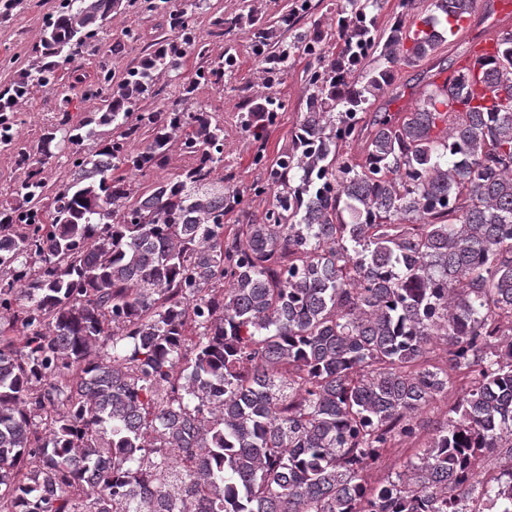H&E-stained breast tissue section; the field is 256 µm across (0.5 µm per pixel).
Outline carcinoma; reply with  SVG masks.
<instances>
[{"label":"carcinoma","mask_w":512,"mask_h":512,"mask_svg":"<svg viewBox=\"0 0 512 512\" xmlns=\"http://www.w3.org/2000/svg\"><path fill=\"white\" fill-rule=\"evenodd\" d=\"M308 2L60 0L0 90V153L22 173L0 192V512H512V31L480 75L427 74L413 110L372 114L479 0H398L388 27L385 0H336L334 34L299 25ZM122 9L170 35L120 76L97 59L98 110L63 97L24 136L19 104ZM202 13L210 36L243 31L261 89L237 83L236 47L210 54ZM296 56L306 111L271 156ZM163 76L174 102L143 105ZM203 86L241 93L244 189L219 113L186 105ZM175 146L189 163L136 189ZM426 438L416 442L404 443L387 454L382 466L373 474L375 482H384L388 477L395 475V472L402 471L404 463L412 456L416 448H422Z\"/></svg>","instance_id":"1"}]
</instances>
